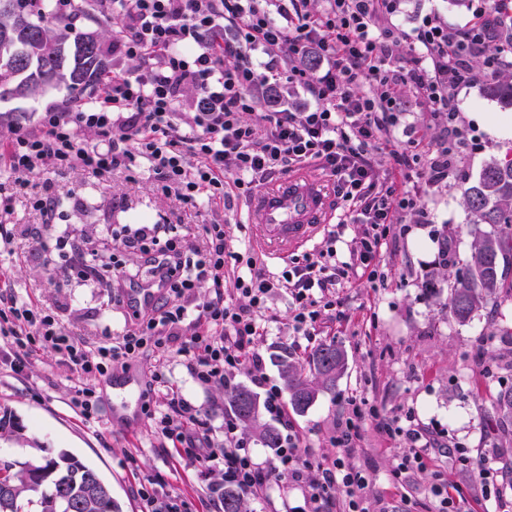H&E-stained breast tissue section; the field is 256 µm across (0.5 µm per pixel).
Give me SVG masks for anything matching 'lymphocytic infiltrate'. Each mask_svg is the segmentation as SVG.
<instances>
[{
	"instance_id": "1",
	"label": "lymphocytic infiltrate",
	"mask_w": 512,
	"mask_h": 512,
	"mask_svg": "<svg viewBox=\"0 0 512 512\" xmlns=\"http://www.w3.org/2000/svg\"><path fill=\"white\" fill-rule=\"evenodd\" d=\"M49 2L55 17L72 24L89 9L118 20L112 43L141 70L110 68L92 100L48 107L37 129L14 127L0 154V175L14 187H27L36 171L99 176L144 168L163 194L215 207L276 173L313 164L333 178L340 217L324 246L292 257L278 274L230 250L222 224L204 225L205 245L189 256L178 237H161L160 225L127 228L123 237L146 254L150 277L170 283L154 312L135 315L133 328L112 344L91 348L34 303L1 297L0 336L10 343L0 364L20 376L37 352L61 355L83 380L73 406L85 420L98 414L96 380L147 351L161 360L182 357L203 384L229 390L234 374L244 375L263 390L264 408L281 429L270 457H254L232 416L224 419L223 448H212L200 434V410L172 389L150 414L155 435L181 446L187 465L223 468L225 483L253 498L285 481L301 491L305 512H366L361 471L340 457L305 455L308 440L289 424L256 340L272 321L269 297L281 290L296 341L313 343L323 314L340 307L341 288L358 277L379 279L374 261L396 224L411 213L428 221L411 180L441 183L456 172L468 146L457 96L512 67V0H477L462 27L430 13L409 31L396 22L405 0ZM284 85L302 89V102L278 107ZM406 89L434 117L439 140L419 131L397 141ZM387 156L393 164L386 170ZM352 224L360 231L349 241ZM204 283L214 295L190 316L188 302ZM382 427L405 449L392 474L399 486L439 442L410 415L384 419Z\"/></svg>"
}]
</instances>
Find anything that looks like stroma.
Wrapping results in <instances>:
<instances>
[{
    "label": "stroma",
    "instance_id": "35a3bbf8",
    "mask_svg": "<svg viewBox=\"0 0 512 512\" xmlns=\"http://www.w3.org/2000/svg\"><path fill=\"white\" fill-rule=\"evenodd\" d=\"M440 13L449 25L468 22L470 8L457 9L448 0H406L400 23L412 29L430 12ZM66 89H50L32 96L0 102V112L19 110L21 125L37 128L45 108L72 99ZM463 119L475 145L455 178L420 192L430 212V224H412L404 234H392L376 257L383 281L359 278L342 289L346 317L328 315L317 326V339L336 340L346 354V367L331 391L318 392L313 405L290 412L313 453L325 460L338 453L330 434L341 417L345 400L357 396L375 408L361 424L360 440L348 463L363 471L369 512H407L419 502L420 484L402 488L388 481L401 461L403 449L378 425V414L413 415L440 441L464 448L473 463L499 462L512 455V423L495 426V397L512 387V300L491 301L470 321L458 323L446 309L449 275L471 250L474 218L462 200L464 187L475 181L485 164L512 147V108L485 93L484 85L459 94ZM51 181L62 193L57 226L42 227L30 203V193ZM15 226L11 253L0 255L13 295L34 302L67 331L96 346L121 336L132 321L119 302L112 281V261L127 268L143 266L139 249L129 247L116 230L124 224H169L186 248L201 245L203 225L224 224L230 248L252 250L258 263L277 273L287 259L271 258L257 248L248 222L246 199L229 209L214 210L183 203L158 191L148 174L117 173L95 177L79 171L51 176L34 173L27 192L16 194L10 217ZM64 238L69 262L59 263L54 244ZM95 265L96 274L77 277L72 266ZM271 323L257 348L267 372L281 381L280 358L293 338L288 296L277 293L268 302ZM169 387L200 409L205 431L214 444L224 441V389L197 381L180 357L165 362ZM79 380L71 376L61 357L42 351L34 356L26 376L0 367V416L13 425L0 430V464L20 469L43 463L48 456L67 452L97 471L112 491L121 512H139L136 490L144 477L159 478L163 490L188 495L203 493L199 512H224V473L216 468L198 475L179 462L175 450L159 447L147 414L117 424L112 399L101 397V412L84 421L70 407ZM429 472L439 473L458 486L460 512H512V484L498 481L491 497H484L472 472L459 469L445 457L430 461Z\"/></svg>",
    "mask_w": 512,
    "mask_h": 512
}]
</instances>
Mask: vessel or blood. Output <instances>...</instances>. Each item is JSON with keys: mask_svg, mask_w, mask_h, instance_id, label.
Listing matches in <instances>:
<instances>
[{"mask_svg": "<svg viewBox=\"0 0 512 512\" xmlns=\"http://www.w3.org/2000/svg\"><path fill=\"white\" fill-rule=\"evenodd\" d=\"M250 219L256 224L261 246L274 255H283L306 245L325 224L330 223L334 207L323 177L301 169L262 188L252 199ZM166 285L160 279L126 282L120 290L125 308L145 313L165 295ZM142 386L133 368L114 371L112 375V412L123 421L134 416L137 407L132 399Z\"/></svg>", "mask_w": 512, "mask_h": 512, "instance_id": "vessel-or-blood-1", "label": "vessel or blood"}]
</instances>
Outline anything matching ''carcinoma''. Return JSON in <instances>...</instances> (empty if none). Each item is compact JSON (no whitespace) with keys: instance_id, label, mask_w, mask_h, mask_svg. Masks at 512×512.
<instances>
[{"instance_id":"obj_1","label":"carcinoma","mask_w":512,"mask_h":512,"mask_svg":"<svg viewBox=\"0 0 512 512\" xmlns=\"http://www.w3.org/2000/svg\"><path fill=\"white\" fill-rule=\"evenodd\" d=\"M103 44L101 34L76 30L54 18L47 2L0 0V101L62 85L86 87L107 65ZM487 95L512 106V81L491 82ZM463 202L476 217L477 228L447 304L459 323L467 322L488 299L512 298V282L507 280L512 263V158L487 163L464 188ZM480 224L491 225L493 231H482ZM344 360L342 347L334 341L316 347L305 368L283 360L291 407L303 412L319 390L334 388ZM227 397L241 423L257 430L262 447L278 446L277 430L258 424V403L250 390L237 388ZM496 411L500 420L512 422V388L498 393ZM36 470L51 475L39 479ZM23 498L33 512H119L97 471L66 452L18 471L0 467V512H22L18 502ZM224 512H243V499L230 486L224 487Z\"/></svg>"}]
</instances>
